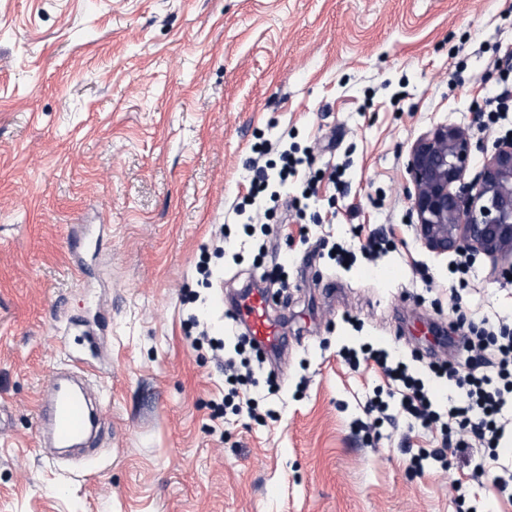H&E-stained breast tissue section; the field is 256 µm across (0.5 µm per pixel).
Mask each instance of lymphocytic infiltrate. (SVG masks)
I'll return each mask as SVG.
<instances>
[{"mask_svg": "<svg viewBox=\"0 0 512 512\" xmlns=\"http://www.w3.org/2000/svg\"><path fill=\"white\" fill-rule=\"evenodd\" d=\"M279 159L281 166L276 173H268L266 167L260 165L254 168L250 193L244 205L236 209L237 215L244 218L242 230L245 235H252L257 229L269 232V225L260 222L261 205L278 202V185L288 179L302 177L313 164L312 152L308 149H283ZM463 348L469 354L467 371H459L448 362L430 366L436 377L448 378L459 391L458 399L449 401L447 410L443 412L435 405L426 380L387 350L365 345L358 349L346 347L341 351L343 359L352 365L363 359L376 362L383 368L389 385L400 396V412L396 415L391 414L389 403L381 395H374L368 400L367 408L373 415L369 430H378L398 415L411 425L439 427L440 446L430 450L418 449L411 457L414 471H423L427 460L444 463L449 453L458 452L460 444L453 439L456 430H470L480 447L491 450L499 447L506 432H512V416L504 412L508 401L512 400V324L503 319L494 324L482 322L471 328ZM252 374L249 358L238 361L225 359V399L234 402L236 413L254 418L258 415V401L240 397L241 387L250 382Z\"/></svg>", "mask_w": 512, "mask_h": 512, "instance_id": "obj_1", "label": "lymphocytic infiltrate"}]
</instances>
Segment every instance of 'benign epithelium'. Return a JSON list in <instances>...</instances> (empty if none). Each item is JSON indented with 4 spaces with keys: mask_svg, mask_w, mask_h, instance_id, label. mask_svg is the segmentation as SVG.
Returning <instances> with one entry per match:
<instances>
[{
    "mask_svg": "<svg viewBox=\"0 0 512 512\" xmlns=\"http://www.w3.org/2000/svg\"><path fill=\"white\" fill-rule=\"evenodd\" d=\"M472 135L460 125H437L411 146L406 171L411 212L424 246L437 253L512 255V138L494 143L479 176H465Z\"/></svg>",
    "mask_w": 512,
    "mask_h": 512,
    "instance_id": "7a95c632",
    "label": "benign epithelium"
}]
</instances>
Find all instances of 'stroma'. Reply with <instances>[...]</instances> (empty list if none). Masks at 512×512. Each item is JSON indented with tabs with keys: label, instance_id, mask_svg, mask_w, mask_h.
I'll use <instances>...</instances> for the list:
<instances>
[{
	"label": "stroma",
	"instance_id": "35a3bbf8",
	"mask_svg": "<svg viewBox=\"0 0 512 512\" xmlns=\"http://www.w3.org/2000/svg\"><path fill=\"white\" fill-rule=\"evenodd\" d=\"M506 89L512 0H0V512H512L494 486L512 453L490 459L465 429L464 457L414 472L410 450L439 430L401 420L367 439L387 378L339 355L370 343L423 374L462 370L470 326L512 320L486 256L451 297L457 255L422 244L406 172L413 142L454 124L472 130L475 178L512 132V111L476 128ZM286 129L322 179L305 222L293 185L270 220L288 350L244 393L275 415L218 418L224 368L189 319L234 354L243 333L214 302L263 267L232 209L257 136ZM372 234L394 250L347 270L320 253ZM83 317L102 323L106 428L86 463L52 459L37 416L53 371L86 353ZM433 323L449 342L422 334Z\"/></svg>",
	"mask_w": 512,
	"mask_h": 512
}]
</instances>
